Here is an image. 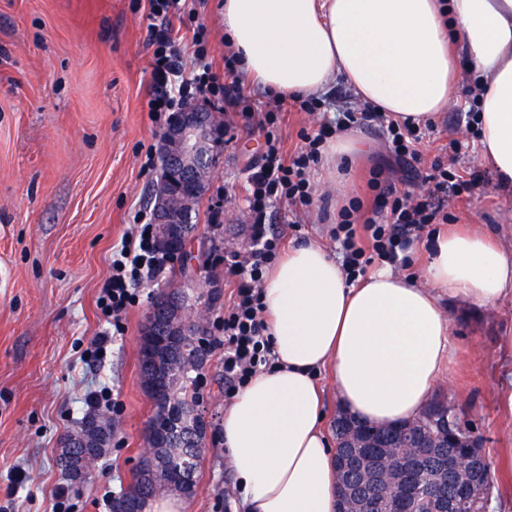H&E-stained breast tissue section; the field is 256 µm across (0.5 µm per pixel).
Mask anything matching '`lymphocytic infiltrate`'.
Returning a JSON list of instances; mask_svg holds the SVG:
<instances>
[{"label":"lymphocytic infiltrate","instance_id":"f902f5d3","mask_svg":"<svg viewBox=\"0 0 512 512\" xmlns=\"http://www.w3.org/2000/svg\"><path fill=\"white\" fill-rule=\"evenodd\" d=\"M195 11L188 0H148L147 32L152 47L151 67L154 91L147 106L153 121L178 111L196 97H204L215 107L240 118L246 129H258L265 137L261 165L248 177L250 238L241 251L224 255V272L234 286V299L218 320L222 332L218 343L224 349L225 398L244 387L257 373L270 369L275 361L265 336L262 303L264 273L279 255L281 240L268 232L267 212L287 203L292 213H300L313 203L314 187L310 173L320 157V147L331 131H344L364 122H377L393 158L404 165L420 163L416 144L418 131L391 120L385 113L364 105L360 112L339 113L334 127L323 126L315 133H303L302 144L285 154L277 123L282 101L271 97L265 107H256L246 93L233 51H225L224 68L214 71L208 60L205 33L194 25ZM191 29L194 48L191 59H184L175 26ZM427 190L414 195L398 190L374 172L369 184L375 191V206L369 216H361L360 201L341 208L332 237L343 255L342 266L349 280H356L375 261L394 263L412 238L421 236L429 225L448 221L445 202L449 193L473 191L480 184L478 175L456 177L442 161H434L422 178ZM133 227L112 253L111 273L98 298L104 314L112 320V332L123 335L124 318L139 299L143 285L155 278L164 265L157 251L153 226L147 211H136Z\"/></svg>","mask_w":512,"mask_h":512}]
</instances>
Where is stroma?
Instances as JSON below:
<instances>
[{"mask_svg": "<svg viewBox=\"0 0 512 512\" xmlns=\"http://www.w3.org/2000/svg\"><path fill=\"white\" fill-rule=\"evenodd\" d=\"M195 22L207 34L215 67L224 65V24L219 0H195ZM146 0H0V512H54L55 493L66 488V512H111L142 455L154 403L140 380L141 332L151 302L181 277L167 265L144 284L126 314V332L113 336L100 360L89 357L112 327L97 301L112 253L138 209L149 208L159 182L147 150L161 147L162 127L149 116L154 89L147 44ZM355 95L343 81L331 84L315 113L288 108L279 134L285 151L300 146L301 131L336 117ZM475 106L467 91L444 112L420 149L425 162L453 164L460 175L478 174L472 193L448 199V221L494 233L512 251V192L501 191L493 173L477 163ZM358 134L375 152L356 164L348 185L364 210L375 193L370 174L382 170L397 187L420 192L387 152L374 128ZM462 144L450 148L451 140ZM261 135L236 129L216 160V172L193 215L191 251L198 279L220 288L209 317L231 302L232 286L219 257L249 240L247 178L263 156ZM301 231L288 223V208H273L270 232L283 242L311 240L334 248L331 229L336 191L317 187ZM228 199V212L212 223L211 210ZM452 326V356L434 394L454 407L462 426L482 436L494 474L490 512H512V473L501 456L512 448V412L503 395L512 389V296L480 306L458 297L445 303ZM224 350L212 347L201 369L206 382L202 416L206 451L197 471L198 491L182 512H225L233 485L217 432L224 416ZM108 390L112 438L90 477L79 487L58 464L65 439L92 407L90 393Z\"/></svg>", "mask_w": 512, "mask_h": 512, "instance_id": "35a3bbf8", "label": "stroma"}]
</instances>
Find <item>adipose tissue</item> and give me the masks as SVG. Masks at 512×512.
<instances>
[{"label": "adipose tissue", "mask_w": 512, "mask_h": 512, "mask_svg": "<svg viewBox=\"0 0 512 512\" xmlns=\"http://www.w3.org/2000/svg\"><path fill=\"white\" fill-rule=\"evenodd\" d=\"M224 36L246 80L284 100L343 79L393 119L418 127L453 101L462 74L481 88L479 157L512 189V0H220ZM374 146L329 140L338 184ZM413 275L383 267L347 282L320 244L287 247L262 288L277 367L224 410V449L243 512H336L334 450L320 372L347 411L377 426L427 406L451 353L442 297L489 305L512 295V254L472 224H441Z\"/></svg>", "instance_id": "obj_1"}]
</instances>
